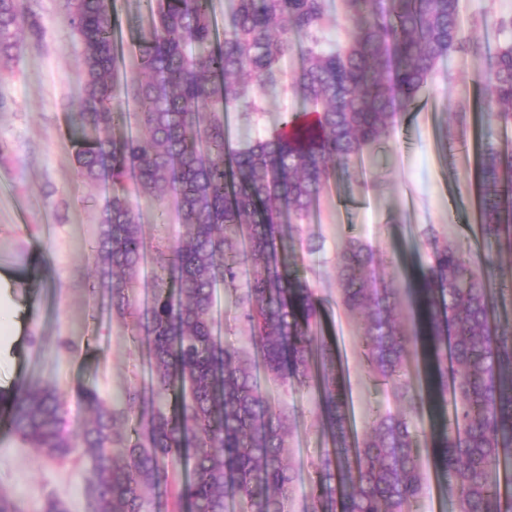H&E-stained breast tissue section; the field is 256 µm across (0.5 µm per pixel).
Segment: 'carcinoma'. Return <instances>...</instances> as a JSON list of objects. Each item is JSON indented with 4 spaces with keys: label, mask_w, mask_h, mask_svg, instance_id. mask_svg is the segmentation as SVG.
Returning <instances> with one entry per match:
<instances>
[{
    "label": "carcinoma",
    "mask_w": 512,
    "mask_h": 512,
    "mask_svg": "<svg viewBox=\"0 0 512 512\" xmlns=\"http://www.w3.org/2000/svg\"><path fill=\"white\" fill-rule=\"evenodd\" d=\"M355 18L342 43L327 40V0H233L216 35L213 0H143L149 27L138 39L139 77L119 78L109 0H64L82 52L84 79L73 124L77 172L107 178L93 252L111 277L109 309L147 347L149 373L128 390L134 418L82 389L90 420L70 428L53 382H24L7 426L49 460H89L90 512H169L160 488L183 460L186 512H288L295 475L286 458L288 414L261 389L253 362L224 343L213 317L215 290L249 271L237 320L265 372L284 385H315L331 447L313 466V512H410L424 493L413 426L403 415L372 417L362 437L350 426L336 346L318 335L321 306L309 280L288 267L285 241L321 192L364 152L392 138L439 60L460 43L459 0H345ZM41 40L30 0H0V74ZM304 39L291 83L304 103L283 114L268 138L232 148L224 114L263 111L280 83V62ZM489 113L512 124V44L483 77ZM134 104V123L125 106ZM484 239L512 253V152L493 143L479 162ZM174 199L183 231L148 249L140 201ZM429 263L404 294L422 315V335L399 321V290L371 269L375 250L349 238L337 258L342 307L364 319L363 355L396 398L417 409L452 404L433 448L441 483L458 512H512L494 466L512 455V329L491 327L495 302L485 272L458 243L430 234ZM155 285L129 310L127 289L146 264ZM420 344L429 357L428 393L406 379Z\"/></svg>",
    "instance_id": "obj_1"
}]
</instances>
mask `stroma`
Segmentation results:
<instances>
[{
    "mask_svg": "<svg viewBox=\"0 0 512 512\" xmlns=\"http://www.w3.org/2000/svg\"><path fill=\"white\" fill-rule=\"evenodd\" d=\"M459 6L462 44L438 63L416 109L402 117L386 146L364 153L349 176L320 194L309 223L288 242L323 303L322 328L336 345L350 425L358 435L375 412H402L406 406L369 369L361 349L362 320L337 303L336 257L345 242L356 237L387 252L390 263L377 265L375 274L395 287L427 265L422 243L429 228L461 243L468 258L491 268L495 279H512V256L497 254L474 232L483 143L475 118L491 109L477 75L489 68L500 46L512 41V0H460ZM112 12L127 44L124 73L130 77L135 37L148 19L141 0H114ZM39 16L41 42L25 43L11 71L0 75L5 103L0 111V277L10 281L22 321L14 330L12 359L0 364V390L24 380L56 382L65 416L76 425L89 415L80 386H96L111 396L114 409L127 410L125 393L142 379L148 358L124 322L95 315L102 296L90 290L96 261L89 245L109 190L78 176L67 136L70 115L79 108L83 68L63 0H40ZM302 108L292 92L269 96L252 125H245L240 113H229V139L236 146L246 137L267 136L282 113ZM217 296L224 338L253 355L250 337L236 319L237 291L221 288ZM62 340L72 350L60 355L56 347ZM263 387L289 414L288 459L297 485L289 512H312L310 472L330 445L320 423L318 393L269 381ZM431 418L427 406L411 413L426 483L412 512H455L436 474ZM91 470L89 461L75 456L62 463L47 460L0 430V491L21 512H43L51 498L70 512H87Z\"/></svg>",
    "mask_w": 512,
    "mask_h": 512,
    "instance_id": "stroma-1",
    "label": "stroma"
}]
</instances>
